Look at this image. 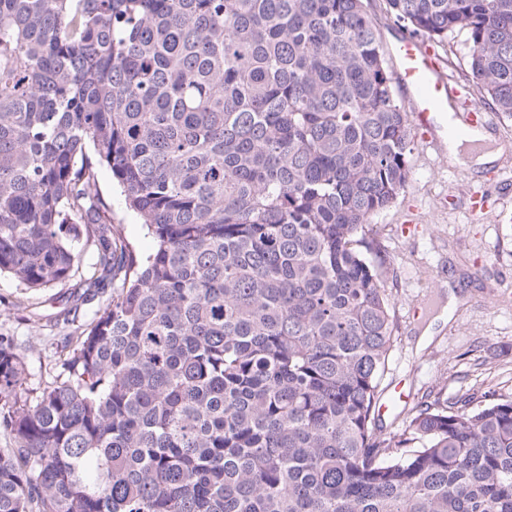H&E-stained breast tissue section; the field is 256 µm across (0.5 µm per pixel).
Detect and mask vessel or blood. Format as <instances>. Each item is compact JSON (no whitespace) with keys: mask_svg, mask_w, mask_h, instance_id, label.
Here are the masks:
<instances>
[{"mask_svg":"<svg viewBox=\"0 0 512 512\" xmlns=\"http://www.w3.org/2000/svg\"><path fill=\"white\" fill-rule=\"evenodd\" d=\"M389 56L396 82L409 93L407 109L416 126H428L432 113L444 111L457 94L441 59L418 37L399 38L390 47Z\"/></svg>","mask_w":512,"mask_h":512,"instance_id":"b4317fda","label":"vessel or blood"}]
</instances>
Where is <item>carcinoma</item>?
<instances>
[{"mask_svg": "<svg viewBox=\"0 0 512 512\" xmlns=\"http://www.w3.org/2000/svg\"><path fill=\"white\" fill-rule=\"evenodd\" d=\"M386 3L512 118V0ZM409 151L365 0H0V274L112 287L32 398L0 337V512H512V397L379 424ZM99 186L105 199L112 204L115 223L119 225L123 236L140 250H150L154 244L152 237L143 224H138L139 221L121 204L120 192L112 183L111 174L106 168H102L99 172Z\"/></svg>", "mask_w": 512, "mask_h": 512, "instance_id": "1", "label": "carcinoma"}]
</instances>
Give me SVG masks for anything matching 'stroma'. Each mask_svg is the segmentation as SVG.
Here are the masks:
<instances>
[{
	"label": "stroma",
	"mask_w": 512,
	"mask_h": 512,
	"mask_svg": "<svg viewBox=\"0 0 512 512\" xmlns=\"http://www.w3.org/2000/svg\"><path fill=\"white\" fill-rule=\"evenodd\" d=\"M453 84H468L471 44L465 34L434 42ZM485 131L500 147L499 157L480 170L457 164L442 132L411 131L409 181L405 192L374 215L372 228L385 250L383 285L393 304L394 343L384 382L403 381L410 403L456 399L493 392L512 394V120L490 114ZM99 186L111 203L123 236L140 250L153 246L146 228L126 211L108 170ZM483 197L481 218L468 210L471 195ZM66 281L27 290L0 275V334L13 337L30 389L42 388L61 337L68 332ZM461 302L451 320L430 323L431 307L448 291ZM51 319L41 329L39 319ZM433 334L421 341L420 331Z\"/></svg>",
	"instance_id": "stroma-1"
}]
</instances>
